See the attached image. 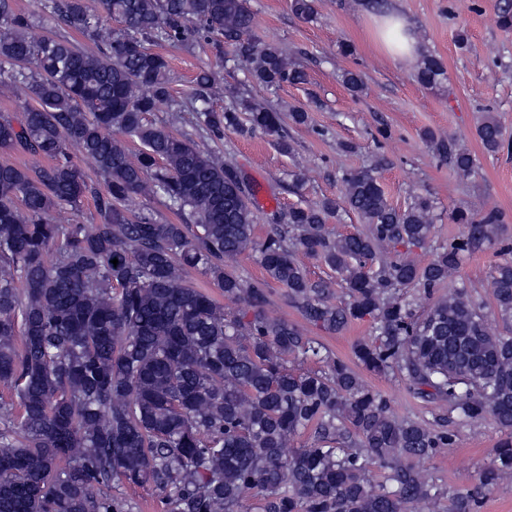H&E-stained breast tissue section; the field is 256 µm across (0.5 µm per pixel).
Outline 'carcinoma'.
<instances>
[{"mask_svg":"<svg viewBox=\"0 0 512 512\" xmlns=\"http://www.w3.org/2000/svg\"><path fill=\"white\" fill-rule=\"evenodd\" d=\"M12 3L0 0V94L24 83L35 104L0 118V148L33 160L0 164V383L9 390L0 402V512H132L103 492L116 483L151 488L161 512H239L250 496L261 512H442L443 493L415 461L454 447L456 431L395 416L358 371L271 315L266 290L227 266L246 251L307 322L339 333L372 319L374 338L354 348L364 370L399 372L415 395L465 425L496 423L503 437L491 465L474 489L448 497V512H478L481 495L512 478V334L492 329L465 288L433 294L461 277L466 256L494 246V311L512 320V245L497 238L503 215L453 209L462 231L420 263L410 251L431 241L433 200L414 193L397 208L374 170L345 171L340 198L290 207L260 238L236 168L147 119L165 102L174 121L195 113L211 140L260 132L293 151L279 113L246 100L214 109L224 88L209 70L174 99L167 61L148 47L204 37L259 85L306 81L278 44L249 38L247 0H97L96 9L43 0L95 51L34 34ZM290 9L308 19L316 0H291ZM496 23L512 31V0ZM444 75L439 57L419 54L422 86ZM342 78L352 94L364 91L360 73ZM476 133L489 152L506 141L489 111ZM426 137L459 176L474 172L454 137ZM70 142L103 188L87 182ZM89 195L94 223L59 217L63 208L80 213ZM158 197L189 220L133 209ZM342 212L365 229L331 235L326 224ZM305 257L336 273V301L330 282L309 277ZM192 270L212 278L224 303L190 280ZM411 290L431 300L425 313L416 314ZM308 430L314 446L294 447ZM372 465L385 471L380 484Z\"/></svg>","mask_w":512,"mask_h":512,"instance_id":"carcinoma-1","label":"carcinoma"}]
</instances>
